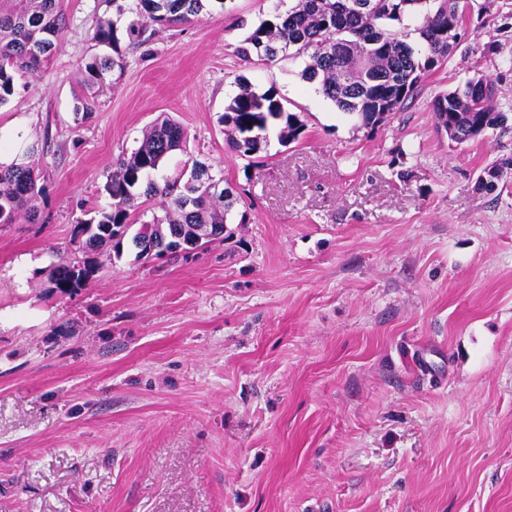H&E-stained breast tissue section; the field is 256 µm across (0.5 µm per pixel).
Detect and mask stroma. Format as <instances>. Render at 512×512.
I'll return each mask as SVG.
<instances>
[{
  "label": "stroma",
  "mask_w": 512,
  "mask_h": 512,
  "mask_svg": "<svg viewBox=\"0 0 512 512\" xmlns=\"http://www.w3.org/2000/svg\"><path fill=\"white\" fill-rule=\"evenodd\" d=\"M459 45L375 126L300 76L235 53L295 0H207L122 42L87 85L110 0H62L54 55L0 107V149L37 146L48 221L0 224V512H512V121L457 144L437 95L485 76L512 114V0H471ZM246 26H238V19ZM246 79L306 128L250 167L219 117ZM95 110L76 116L79 96ZM238 195L223 238L171 259L85 255L117 160L159 116ZM33 263L22 273L20 256ZM98 269L97 260L87 258L77 264L61 263L56 265L49 275L50 286L55 294H72L76 289L84 288Z\"/></svg>",
  "instance_id": "stroma-1"
}]
</instances>
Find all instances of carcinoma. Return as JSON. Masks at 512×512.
Masks as SVG:
<instances>
[{"mask_svg": "<svg viewBox=\"0 0 512 512\" xmlns=\"http://www.w3.org/2000/svg\"><path fill=\"white\" fill-rule=\"evenodd\" d=\"M204 0H112L116 21L98 22L92 39L112 48L113 55L95 57L86 64L88 82L101 84L123 68L124 57L117 37V21L128 12L136 19L125 27L131 44L140 42L151 22L164 28L181 25L203 9ZM469 0H298L284 13L261 21L237 47V55L250 59L256 54L274 62L282 57L301 59V76L320 86L322 94L343 112L355 115L365 126L382 122L414 92L425 72L447 58L458 46L467 26ZM405 16L417 18L414 32L423 44L418 48L407 35L389 29L392 21ZM65 28L59 0H0V106L15 93V83L38 74L57 47ZM492 81L480 76L464 86L436 96L432 102L438 127L456 143L476 139L489 129L507 124L509 116L494 103ZM280 122L277 140L287 146L298 141L305 124L298 115L285 112L272 91L258 93L248 84L224 107L220 123L224 135L240 156L249 159L264 148L270 127ZM187 133L174 120L164 117L144 135L141 145L121 158L106 190L111 208L98 210L95 217L79 221L73 240L89 250L108 249V255L122 257L126 242L136 249V259L151 261L140 247L147 238L163 242L170 255L201 246L195 241L198 227L209 226L205 241L224 234L226 215L235 198L215 178L209 168L195 161L189 173L159 186L151 175L172 152L186 146ZM29 150L21 160L0 167V224H14L19 215L31 223L40 221L39 200L43 187ZM512 169V157L485 169L479 184L495 189L496 180ZM161 196L165 216L132 228L130 210L138 200ZM98 269L97 260L87 258L77 264L61 263L49 275L50 287L61 296L84 288Z\"/></svg>", "mask_w": 512, "mask_h": 512, "instance_id": "cac0c4a2", "label": "carcinoma"}]
</instances>
